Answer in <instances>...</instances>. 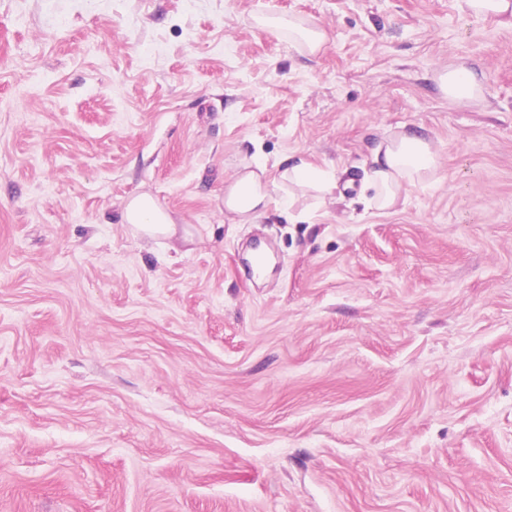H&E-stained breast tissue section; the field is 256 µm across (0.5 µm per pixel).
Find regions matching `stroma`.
Segmentation results:
<instances>
[{"label":"stroma","mask_w":512,"mask_h":512,"mask_svg":"<svg viewBox=\"0 0 512 512\" xmlns=\"http://www.w3.org/2000/svg\"><path fill=\"white\" fill-rule=\"evenodd\" d=\"M459 66L467 106L437 81ZM401 128L437 168L381 211ZM300 157L334 199L225 213L243 164ZM143 191L179 237L123 224ZM0 512H512V27L459 0H0ZM256 22L262 27L273 29L277 32L288 28L289 34H297L310 56H316L328 41L327 31L313 20H307L304 25H299L292 18L263 16L257 17ZM439 83L448 98L459 104H470L483 93L478 75L465 67L444 71L439 75Z\"/></svg>","instance_id":"35a3bbf8"}]
</instances>
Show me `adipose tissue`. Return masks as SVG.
<instances>
[{
	"label": "adipose tissue",
	"instance_id": "adipose-tissue-1",
	"mask_svg": "<svg viewBox=\"0 0 512 512\" xmlns=\"http://www.w3.org/2000/svg\"><path fill=\"white\" fill-rule=\"evenodd\" d=\"M259 25L276 31L288 30L298 35L309 55H317L328 41L327 31L315 21L297 23L293 19L263 16ZM442 91L451 100L469 104L483 93L478 75L464 67L445 71L439 76ZM371 186L373 202L377 209L394 208L402 198L404 187L413 179L431 172L437 164V154L425 137L402 131L377 144L371 157ZM315 190L320 197L332 195L336 183L332 175L306 159L300 158L285 166L278 179H269L265 164L253 161L246 163L234 182L224 192V209L238 223L252 222L276 204L289 209L294 205L293 195L282 194L283 184ZM123 223L129 224L134 233L147 238L172 237L177 227L170 214L149 193L132 197L126 204Z\"/></svg>",
	"mask_w": 512,
	"mask_h": 512
}]
</instances>
